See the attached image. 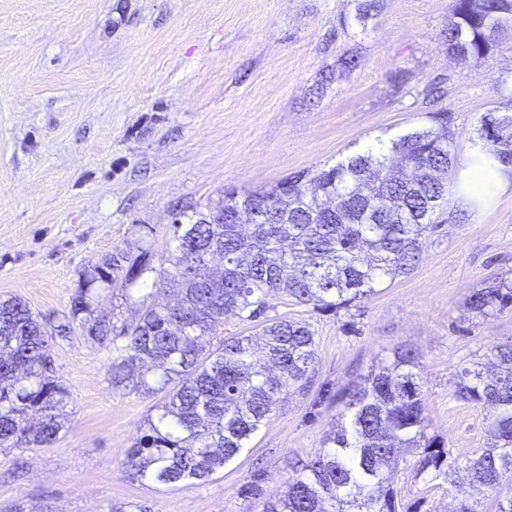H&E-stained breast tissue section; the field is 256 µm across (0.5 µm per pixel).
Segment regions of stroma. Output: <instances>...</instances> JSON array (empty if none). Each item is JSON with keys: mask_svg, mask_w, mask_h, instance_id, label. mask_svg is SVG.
Masks as SVG:
<instances>
[{"mask_svg": "<svg viewBox=\"0 0 512 512\" xmlns=\"http://www.w3.org/2000/svg\"><path fill=\"white\" fill-rule=\"evenodd\" d=\"M0 0V297L68 313L87 266L116 248L177 246L176 215L224 195L267 190L390 143L447 109L459 163L479 120L512 113V21L481 61L448 53L451 0ZM359 61L346 70L343 61ZM416 268L357 306L315 311L269 297L267 317L308 323L315 383L292 394L206 483L128 476V451L158 396L115 391L112 354L74 331L54 340L71 414L49 448L0 449V512L48 501L56 512H260L295 462L321 446L346 395L394 347L420 356L430 433L451 457L487 444L488 414L454 395L458 371L512 342V311L469 317L466 296L512 276V190L463 206L456 184ZM151 276L100 311L134 321L143 302L175 297ZM406 454L394 487L414 512H453L464 470L423 481ZM261 475V498L246 494Z\"/></svg>", "mask_w": 512, "mask_h": 512, "instance_id": "stroma-1", "label": "stroma"}]
</instances>
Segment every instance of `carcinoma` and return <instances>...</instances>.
<instances>
[{"instance_id":"carcinoma-1","label":"carcinoma","mask_w":512,"mask_h":512,"mask_svg":"<svg viewBox=\"0 0 512 512\" xmlns=\"http://www.w3.org/2000/svg\"><path fill=\"white\" fill-rule=\"evenodd\" d=\"M512 0H452L448 52L482 60L499 46ZM448 111L432 126L409 132L378 150L329 169L281 180L255 193L269 217L212 224L229 215L240 194L225 192L208 213L174 225L179 241L169 268L154 265L149 247L116 249L84 270L69 314L56 320L17 297L0 298V447L47 448L66 428L70 393L53 376L50 343L74 328L112 349L114 390L163 393L156 418L127 459L131 479L174 486L204 483L235 458L251 435L291 393L313 382L315 338L309 326L286 318L259 321L267 297L283 294L315 310L349 308L387 278L410 273L435 232V209L448 200L457 156ZM476 161L512 170V113L480 119ZM219 255L224 269L209 267ZM182 285L175 303L153 300L137 321L116 326L97 313L100 290L128 294L151 274ZM467 310L490 319L512 308V280L496 277L466 298ZM258 322L253 336L212 347L224 318ZM489 363L459 375L456 398L489 413L488 446L465 460L469 482L459 487L455 512L491 499L490 512H512V343L490 350ZM408 346L370 371L349 394L348 413L308 461L293 467L283 498L265 512H397L394 475L400 453L417 455L416 476L439 478L459 468L438 436L427 431L417 369Z\"/></svg>"}]
</instances>
